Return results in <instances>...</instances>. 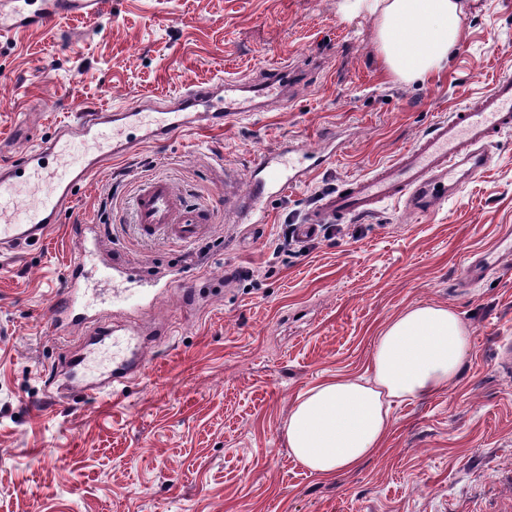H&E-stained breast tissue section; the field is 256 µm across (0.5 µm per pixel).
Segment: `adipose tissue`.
Returning <instances> with one entry per match:
<instances>
[{
    "instance_id": "1",
    "label": "adipose tissue",
    "mask_w": 512,
    "mask_h": 512,
    "mask_svg": "<svg viewBox=\"0 0 512 512\" xmlns=\"http://www.w3.org/2000/svg\"><path fill=\"white\" fill-rule=\"evenodd\" d=\"M341 9L374 19L388 70L408 82L443 70L461 35V0H343ZM470 355L469 329L455 311L406 308L380 331L362 375L328 377L296 398L285 425L291 455L325 479L358 468L384 447L393 404L448 388Z\"/></svg>"
}]
</instances>
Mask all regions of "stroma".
<instances>
[{"label":"stroma","instance_id":"35a3bbf8","mask_svg":"<svg viewBox=\"0 0 512 512\" xmlns=\"http://www.w3.org/2000/svg\"><path fill=\"white\" fill-rule=\"evenodd\" d=\"M341 0H103L97 17L0 40V149L44 137L87 107L156 103L188 84L253 79L305 63L291 100L221 127L139 148L78 190L48 240L0 255V512H512V132L489 166L429 213L381 203L323 224L306 254H274L285 226L321 198L392 161L436 121L512 73V0H466L444 73L388 74L372 18ZM335 140L333 162L272 196L262 224L235 223L224 189L253 158ZM161 176L215 222L189 247L138 239L128 201ZM75 224L100 246L88 299L112 297L102 267L169 287L140 375L83 400L52 378L80 335L55 329V289L80 254ZM500 261L472 286V257ZM252 278H245V271ZM193 283L198 305L175 293ZM420 303L455 310L472 334L460 379L392 408L384 448L324 479L285 438L288 410L310 385L363 374L384 324Z\"/></svg>","mask_w":512,"mask_h":512}]
</instances>
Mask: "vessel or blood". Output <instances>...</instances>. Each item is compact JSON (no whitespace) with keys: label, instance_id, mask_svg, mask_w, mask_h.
I'll return each mask as SVG.
<instances>
[{"label":"vessel or blood","instance_id":"1","mask_svg":"<svg viewBox=\"0 0 512 512\" xmlns=\"http://www.w3.org/2000/svg\"><path fill=\"white\" fill-rule=\"evenodd\" d=\"M102 0H0V39L26 29H47L68 15L94 16ZM287 68L266 70L252 83V96L229 98L220 112L208 111L214 101L210 85L189 84L170 96L167 117L155 123L144 104L111 110L81 111L76 121L53 136L34 141L19 155L0 161V249L20 250L43 241L70 208L75 190L87 184L112 160L128 156L146 143L161 144L177 134L222 126L254 109L255 97L283 91ZM512 130V74L499 75L490 88L468 105L439 120L391 163L379 166L326 196L311 210L301 231L315 235L319 224L335 217L374 212L392 201L405 209L427 213L461 189L464 181L479 176L490 162L493 139ZM290 158L259 155L246 186L230 190L224 206L237 223L263 220V201L285 188L304 183L324 167V151L291 148ZM133 223L144 240L163 239L187 244L205 235L213 216L208 207L189 202L164 177L144 181L131 200ZM84 263L71 266L57 290L50 312L52 325L76 328L85 338L104 341L112 329L101 313L83 302ZM142 351L116 363L95 380L84 375L85 358L66 362L69 382L64 400L88 398L107 386L125 383L144 365Z\"/></svg>","mask_w":512,"mask_h":512}]
</instances>
